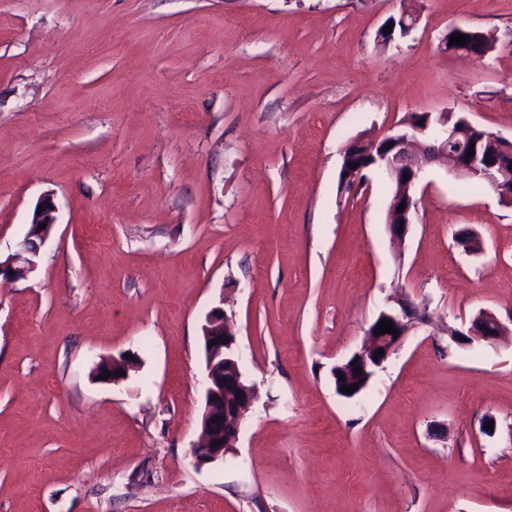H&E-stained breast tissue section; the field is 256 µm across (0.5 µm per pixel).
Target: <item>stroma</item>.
Returning <instances> with one entry per match:
<instances>
[{"label": "stroma", "instance_id": "1", "mask_svg": "<svg viewBox=\"0 0 512 512\" xmlns=\"http://www.w3.org/2000/svg\"><path fill=\"white\" fill-rule=\"evenodd\" d=\"M415 2L382 50L401 0H0V257L58 208L0 281V512H512V335L459 337L512 318V205L433 165L396 240L382 172L338 191L346 144L412 113L512 139V0ZM456 26L491 51H443ZM217 306L258 398L199 467ZM453 28L448 31V34L453 30ZM448 34H446V37H448ZM471 35H472V38L468 42H473V43L479 45V47L481 48V52H475L474 49L471 48V46L466 43H464V46H461L458 44H453V45H450L448 47V49H446V43L448 42V39H445L446 37H444L442 44L444 45V48L446 50H448V52H453V53L462 54V55H470V56H475V57L485 56L491 49V47H490L491 44H490L489 40L487 39V37L484 34L478 32V31H472ZM39 206H43L44 211L39 210ZM56 210L55 205L50 200L44 201L35 208L29 224H46V227L39 233L40 239L38 240L33 239L29 227L28 232L17 245L18 252L8 256L5 261L0 260V279L1 277L5 279H25L33 272L35 262L31 257L38 254L41 244L50 236L57 221ZM37 211H40V215H37ZM18 263L21 264L18 265ZM10 271H13L12 275H9ZM412 314L409 310L403 309L401 315L396 314H389V313H382L383 319L391 320L393 325L400 328L399 331H397V338H394V334L385 333L383 335H375V331L368 330V336H369V343L367 346H365L361 351L356 352L353 354L351 358H349L347 361L336 365V370L339 368H342L348 373V379L346 380V384L349 387L352 383L356 382L357 379L351 378V374L348 369H346L345 366L349 361H351L350 365L352 367H362L363 370H367L368 368L371 369L372 373L368 377V381L373 375V368L380 367L388 358L389 356L394 352L395 347L398 345L400 339L402 336L405 335L406 331L409 328V324L411 323ZM379 350H384V354H378ZM378 355V360H374V356ZM355 358H358V362L355 365H352L353 360ZM371 360L374 361V364L371 362ZM334 373V376L336 378V375ZM367 381V383H368ZM467 332V334L460 332V335L466 336L470 340L472 339L470 336H473L482 341L492 343L500 336H504L506 327L493 313L483 312L472 320Z\"/></svg>", "mask_w": 512, "mask_h": 512}]
</instances>
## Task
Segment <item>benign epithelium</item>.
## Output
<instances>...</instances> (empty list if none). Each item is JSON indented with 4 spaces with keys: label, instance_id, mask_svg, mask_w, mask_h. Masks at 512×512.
Wrapping results in <instances>:
<instances>
[{
    "label": "benign epithelium",
    "instance_id": "1",
    "mask_svg": "<svg viewBox=\"0 0 512 512\" xmlns=\"http://www.w3.org/2000/svg\"><path fill=\"white\" fill-rule=\"evenodd\" d=\"M400 19L409 32L419 23L420 14L410 0L404 2ZM471 35V42L479 45L481 51H474L468 44H453L448 51L475 57L486 55L490 51L487 37L478 31L471 32ZM442 116L439 127L429 122L423 127L401 124L387 134L373 137L376 143L393 144V149L381 153L377 163L394 185L390 215L393 218L402 217L401 221L388 224L389 232L394 237L400 238L406 234L412 213L418 205L416 188L425 167L433 163L448 167L458 178L487 180L501 201L512 203V140L487 130L477 139L471 136L476 131L473 123H452L446 119V112ZM472 144L476 148L474 155L469 157L467 152ZM402 203L405 207L400 212L398 207ZM41 206L44 211L32 215L31 219L35 225H45L39 233L40 239L35 240L31 234H26L18 243V252L4 261L0 260V278L24 279L33 272V257L38 254L41 244L50 236L57 221L56 207L52 201L47 200ZM382 317L390 320L399 331L395 336L368 331V345L353 354L358 359L356 366L365 370L381 366L394 352L409 328L411 312L404 309L399 315L384 313ZM505 332L506 327L496 315L483 312L472 320L467 336L492 343ZM202 336L206 358L205 406L200 421V439L192 449L197 465L224 459V454L236 442L241 423L258 394L256 385L249 382L241 371L235 350L236 337L228 326L223 308L215 307L209 312ZM219 337L223 341L210 345L212 340ZM215 441L221 442V445L212 446Z\"/></svg>",
    "mask_w": 512,
    "mask_h": 512
}]
</instances>
